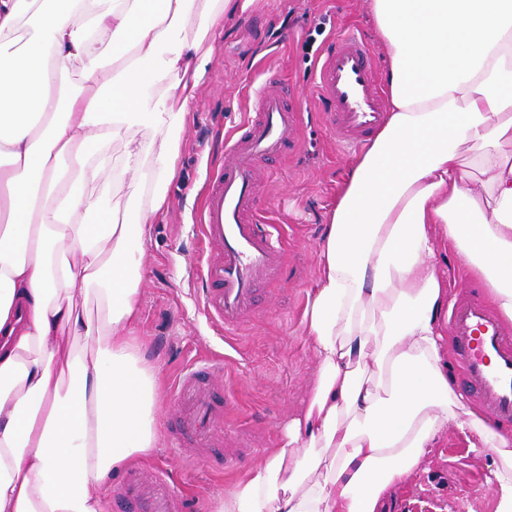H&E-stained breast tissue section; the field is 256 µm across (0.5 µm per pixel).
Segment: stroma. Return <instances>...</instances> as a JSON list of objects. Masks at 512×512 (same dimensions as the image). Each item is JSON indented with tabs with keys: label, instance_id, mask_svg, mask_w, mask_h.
<instances>
[{
	"label": "stroma",
	"instance_id": "stroma-1",
	"mask_svg": "<svg viewBox=\"0 0 512 512\" xmlns=\"http://www.w3.org/2000/svg\"><path fill=\"white\" fill-rule=\"evenodd\" d=\"M349 28L368 39L377 64H384L386 45L366 0H261L251 13L225 18L212 39L213 60L187 117L167 208L153 217L144 242L134 246L143 256L134 334L141 357L160 377L159 446L140 467L148 473L166 471L187 495L190 512H220L225 496L278 447L315 371L304 310L329 208L359 153L338 152L311 119L315 106L309 72L330 35ZM272 74L288 83L307 114L303 156L289 165L273 164L262 187L268 206L264 217L286 247L285 273L282 280L266 284L263 314L246 322L228 345L200 304L202 285L195 269L202 244L196 214L208 168L218 163L226 135L248 113L255 88ZM210 354L223 358L219 374L240 404L236 428L258 445L226 472L186 457L170 436L175 377L186 364ZM497 463L493 452L468 453L460 435L449 432L419 478L398 492L392 512H496L489 478Z\"/></svg>",
	"mask_w": 512,
	"mask_h": 512
}]
</instances>
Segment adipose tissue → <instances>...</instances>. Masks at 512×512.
<instances>
[{
	"mask_svg": "<svg viewBox=\"0 0 512 512\" xmlns=\"http://www.w3.org/2000/svg\"><path fill=\"white\" fill-rule=\"evenodd\" d=\"M258 2L0 0V512H104L95 483L156 447L128 248L167 204L210 36ZM367 7L388 118L319 245L308 393L223 512H386L452 428L496 454L512 512V439L448 381L439 267L453 248L512 324V0ZM104 178L138 210L88 192Z\"/></svg>",
	"mask_w": 512,
	"mask_h": 512,
	"instance_id": "ef3b65f1",
	"label": "adipose tissue"
}]
</instances>
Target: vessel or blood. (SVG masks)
<instances>
[{"instance_id": "1", "label": "vessel or blood", "mask_w": 512, "mask_h": 512, "mask_svg": "<svg viewBox=\"0 0 512 512\" xmlns=\"http://www.w3.org/2000/svg\"><path fill=\"white\" fill-rule=\"evenodd\" d=\"M312 93L323 104L320 124L338 149L359 147L380 129L388 101L369 43L345 31L332 39L311 70ZM304 114L280 86L259 90L247 119L225 140L224 162L205 190L198 226L208 252L199 270L205 313L225 332L260 316L261 285L282 275L283 254L260 222L263 165L302 152ZM448 331L466 388L473 391L495 429L512 435V333L488 302L468 284L456 298ZM175 433L189 457L211 463L212 450L234 428L238 403L212 365L186 370L175 391ZM184 495L167 473L127 469L112 497L113 512H186Z\"/></svg>"}]
</instances>
